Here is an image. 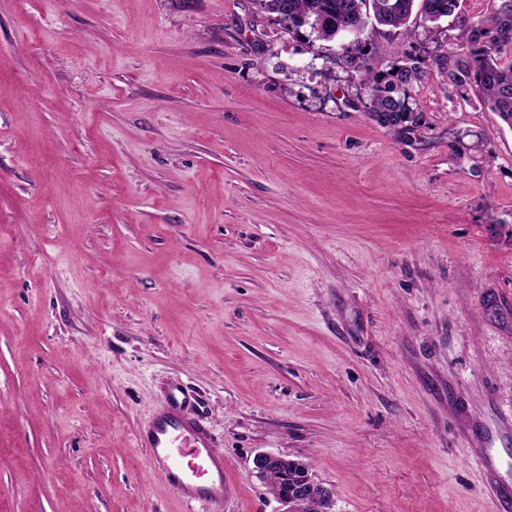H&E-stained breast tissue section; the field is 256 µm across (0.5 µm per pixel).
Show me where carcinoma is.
Returning <instances> with one entry per match:
<instances>
[{
  "label": "carcinoma",
  "mask_w": 512,
  "mask_h": 512,
  "mask_svg": "<svg viewBox=\"0 0 512 512\" xmlns=\"http://www.w3.org/2000/svg\"><path fill=\"white\" fill-rule=\"evenodd\" d=\"M256 13L285 15L292 22L290 30L299 31L320 25L317 37L339 41L341 64L365 74L369 94L368 115L377 125L395 134L417 127L418 117L409 106V90L424 77L416 61L390 70L380 68L374 47L362 38L368 13L377 25L406 28L413 12L433 24L450 16L456 0H252ZM469 55L450 62L452 79L472 84L482 93L487 106L512 127V61L501 63L500 55L512 50V0H499L493 12L476 20L468 28ZM309 466L290 459L266 475L276 497L292 492L305 480Z\"/></svg>",
  "instance_id": "1"
}]
</instances>
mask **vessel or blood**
Segmentation results:
<instances>
[{
	"label": "vessel or blood",
	"mask_w": 512,
	"mask_h": 512,
	"mask_svg": "<svg viewBox=\"0 0 512 512\" xmlns=\"http://www.w3.org/2000/svg\"><path fill=\"white\" fill-rule=\"evenodd\" d=\"M191 408L186 389L172 386L164 408L138 440L148 449L154 472L165 484L183 498L205 505L206 512H223L230 493L224 485V457Z\"/></svg>",
	"instance_id": "1"
}]
</instances>
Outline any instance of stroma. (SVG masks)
I'll list each match as a JSON object with an SVG mask.
<instances>
[{
    "mask_svg": "<svg viewBox=\"0 0 512 512\" xmlns=\"http://www.w3.org/2000/svg\"><path fill=\"white\" fill-rule=\"evenodd\" d=\"M410 34L418 127L249 0H0V512H203L136 435L182 384L237 493L309 463L331 512H498L512 413V128Z\"/></svg>",
    "mask_w": 512,
    "mask_h": 512,
    "instance_id": "35a3bbf8",
    "label": "stroma"
}]
</instances>
